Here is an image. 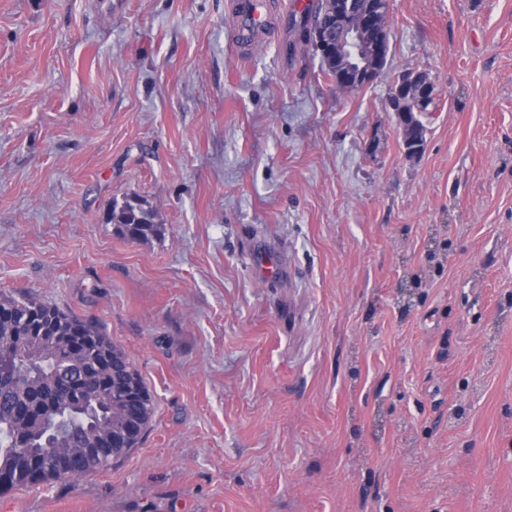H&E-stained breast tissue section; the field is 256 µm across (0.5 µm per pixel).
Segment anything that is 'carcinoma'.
I'll return each mask as SVG.
<instances>
[{"mask_svg":"<svg viewBox=\"0 0 512 512\" xmlns=\"http://www.w3.org/2000/svg\"><path fill=\"white\" fill-rule=\"evenodd\" d=\"M334 0H320L313 30L333 19ZM336 77L344 63L335 50L321 59ZM434 98L409 102L419 113L415 142H426L423 119ZM116 231L142 240L157 232L154 215L136 197L112 202ZM0 474L8 487L76 479L106 471L136 447L153 414V398L126 353L103 328L33 296L0 292ZM101 434L105 452L85 451L82 437Z\"/></svg>","mask_w":512,"mask_h":512,"instance_id":"obj_1","label":"carcinoma"}]
</instances>
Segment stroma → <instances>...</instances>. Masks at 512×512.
<instances>
[{
  "label": "stroma",
  "instance_id": "stroma-1",
  "mask_svg": "<svg viewBox=\"0 0 512 512\" xmlns=\"http://www.w3.org/2000/svg\"><path fill=\"white\" fill-rule=\"evenodd\" d=\"M230 2L0 0V292L99 323L155 404L0 512H512V0H389L351 94L294 0L248 51ZM434 102V97H430L425 103H416L409 102L406 104V109L408 112H400L397 114V121L401 136L403 138L407 137L411 129L414 127V121L409 112H419L418 117V129L415 135L416 141L406 145V150L411 152V149L421 143H426V131L427 127L424 124L425 119L427 118L429 112H431V106ZM424 118V122H423ZM409 155V154H408ZM109 221L116 231L130 239L142 240L157 232L154 215L136 197H126L122 202L113 201Z\"/></svg>",
  "mask_w": 512,
  "mask_h": 512
}]
</instances>
